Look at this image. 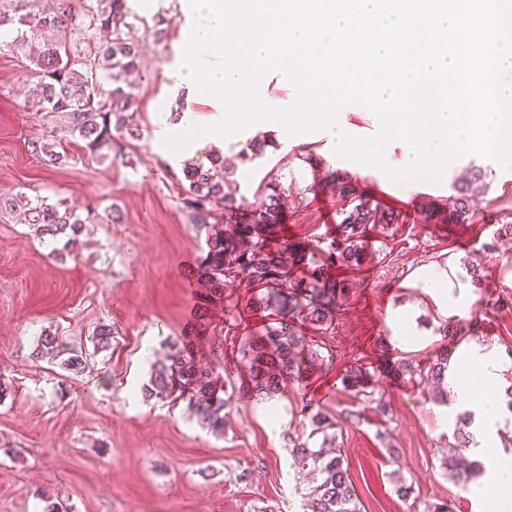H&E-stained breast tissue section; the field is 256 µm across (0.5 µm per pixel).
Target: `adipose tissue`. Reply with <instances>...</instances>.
Segmentation results:
<instances>
[{
  "instance_id": "ef3b65f1",
  "label": "adipose tissue",
  "mask_w": 512,
  "mask_h": 512,
  "mask_svg": "<svg viewBox=\"0 0 512 512\" xmlns=\"http://www.w3.org/2000/svg\"><path fill=\"white\" fill-rule=\"evenodd\" d=\"M410 285L430 299L445 321L456 323L475 311L478 296L470 272L457 258L420 265ZM511 370L512 362L497 348L475 340L460 343L448 361V404L437 416L444 429L457 415L471 414L477 444L468 454L487 469L474 494L486 512H512V454L500 445L505 427L501 387Z\"/></svg>"
}]
</instances>
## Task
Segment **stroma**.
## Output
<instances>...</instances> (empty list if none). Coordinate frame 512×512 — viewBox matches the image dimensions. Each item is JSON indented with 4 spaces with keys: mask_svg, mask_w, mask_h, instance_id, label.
I'll return each mask as SVG.
<instances>
[{
    "mask_svg": "<svg viewBox=\"0 0 512 512\" xmlns=\"http://www.w3.org/2000/svg\"><path fill=\"white\" fill-rule=\"evenodd\" d=\"M161 14L167 34L140 37V69L135 74L131 122L138 137L120 151L91 156L64 114L35 106L31 92L36 67L25 48L0 50V194L41 197L77 208L86 224L76 251L58 253L17 212L0 211V512H42L61 502L67 512H303L310 479L299 477L288 454V435L300 423L295 408L310 396L334 416L361 408L342 377L358 357L373 367L372 385L384 393L393 419L388 438L378 420L343 425L336 434L356 486L362 512H426L428 504L452 501L455 512H481L471 492L461 491L440 468L453 438L440 430L439 403L398 378L401 355L427 362L438 350L443 328L433 306L404 282L423 263L447 261L461 253L483 255L478 290L484 310L479 341L499 350L512 348V247L498 241L512 225V169L493 168L471 156L448 168L447 182L382 183L370 171L358 179L369 195L405 215L395 237L375 232L362 269H345L349 298L335 336L326 343L335 355L330 372L306 384L288 383L275 396L274 416L256 399L234 403L223 435L199 425L184 404L144 399L152 361L168 342L189 338L199 351L207 343L195 321L199 292L197 265L206 251V233L191 224L180 182L185 163L209 165L212 147L186 161L165 159L155 141L160 123L194 110L193 97L177 92L160 97L163 84L182 57L192 23L185 0H148ZM225 142V189L252 199L272 175L287 191L283 235L292 242L329 237L335 223L326 212L340 207L331 187L339 165L322 134L287 145L272 130L241 134ZM264 139L262 154L254 142ZM67 153L65 164L47 165L31 143ZM482 170L480 205L486 217L472 224L423 223L421 207H445L471 170ZM416 310L421 344L401 352L389 325L394 311ZM118 331L110 349L94 352L95 326ZM59 336L83 351L89 367L76 374L51 356H36L42 332ZM277 431H270V423ZM397 458H390L388 448ZM413 486L410 497L395 493V479Z\"/></svg>",
    "mask_w": 512,
    "mask_h": 512,
    "instance_id": "35a3bbf8",
    "label": "stroma"
}]
</instances>
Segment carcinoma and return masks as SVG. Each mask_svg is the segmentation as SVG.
<instances>
[{
    "mask_svg": "<svg viewBox=\"0 0 512 512\" xmlns=\"http://www.w3.org/2000/svg\"><path fill=\"white\" fill-rule=\"evenodd\" d=\"M54 14L34 9L37 0H0V28L13 21L26 27L12 43L29 46L31 61L41 76L38 103L49 112L67 114L70 129L78 132L90 153L106 157L112 145H121L126 136L138 131L129 128L133 87L121 82L124 74L139 68V27L149 28L146 18L128 6L129 0H96L78 17L69 0H59ZM78 61L107 71L103 80L75 69ZM183 177L188 183L183 204L191 223L206 230L207 251L201 262L199 282L204 284L202 303L197 310L201 332L207 334L208 361L201 363L194 351L173 341L163 359L154 362L147 398L156 397L186 404L197 420L211 432L224 433L225 417L234 395L274 397L285 384L303 382L315 370L332 366L333 355L324 354L327 336L347 300L344 280L336 276L341 267L359 268L368 247V234L377 225L400 224L399 213L383 207L362 190L348 173L333 175V188L342 203V219L336 236L321 239L307 251L275 233L281 226L284 188L276 179L263 180L254 200L238 201L224 193L226 169L217 158L204 168L187 166ZM483 176L475 171L448 198V216L460 224L483 218L480 193ZM0 206L24 214L25 223L36 227L42 237L62 244L61 250L78 248L85 221L77 210H59L45 200L31 201L24 195L0 198ZM236 288L254 291L252 312L267 323L254 329L241 315L227 310L224 324L208 319L212 305H224ZM442 350L422 365L409 358L397 361V372L413 385L448 400V357L462 336V326L443 327ZM115 331L110 324H99L93 332L96 350L112 345ZM240 336L238 356L247 374L237 391L224 389L219 366L224 360L227 336ZM70 351L59 337L42 333L38 352L57 357ZM368 363L359 359L345 370L342 381L362 397L376 416L389 419V403L370 386ZM301 425L309 433L289 441L292 465L313 475L304 500V512H361V501L344 467L342 450L333 447L339 420L325 412L313 399L302 402ZM461 427L454 443L440 458V468L462 490L484 476L479 460H466L464 452L473 441L471 415L459 417ZM322 437L319 447L310 440Z\"/></svg>",
    "mask_w": 512,
    "mask_h": 512,
    "instance_id": "carcinoma-1",
    "label": "carcinoma"
}]
</instances>
